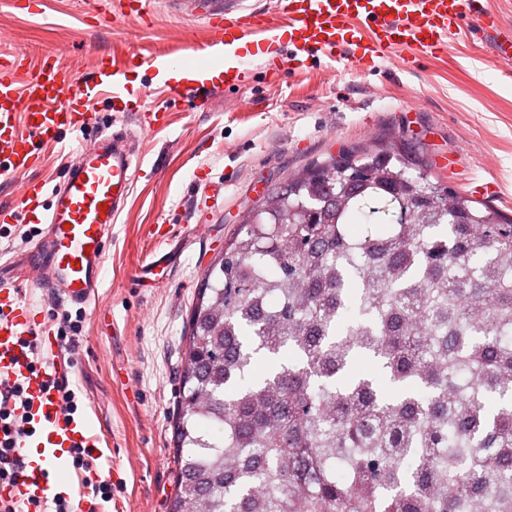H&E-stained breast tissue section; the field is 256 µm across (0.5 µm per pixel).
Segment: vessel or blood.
Returning a JSON list of instances; mask_svg holds the SVG:
<instances>
[{"instance_id":"1","label":"vessel or blood","mask_w":512,"mask_h":512,"mask_svg":"<svg viewBox=\"0 0 512 512\" xmlns=\"http://www.w3.org/2000/svg\"><path fill=\"white\" fill-rule=\"evenodd\" d=\"M497 32L500 24L482 0H279L276 11L251 7L248 0H225L204 17V39H183L174 52L152 53L143 62L162 81L165 93L202 101L222 87H235L244 75L247 50H262L287 39L295 55L344 49L350 60L389 57L405 62L441 52L449 33L462 26ZM131 89L118 60L95 63L86 76L67 67L43 65L22 76L20 68L0 71V177L15 178L40 165L41 147L73 133H93V148L78 151L63 183L41 208L39 183L22 185L15 204L0 208V221L42 224L43 242L21 257L34 270L31 282L53 291L61 302L88 307L98 303L102 270L112 226L132 194L138 166L127 132L98 125L89 101L98 94L121 107ZM49 329H35L17 287L0 282V379L24 378L32 433L24 438V468L1 498L44 500L51 494L49 474L66 448H95L86 419H67L49 376H62L64 362L51 374L30 375L37 350L58 352Z\"/></svg>"}]
</instances>
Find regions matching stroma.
<instances>
[{"label":"stroma","mask_w":512,"mask_h":512,"mask_svg":"<svg viewBox=\"0 0 512 512\" xmlns=\"http://www.w3.org/2000/svg\"><path fill=\"white\" fill-rule=\"evenodd\" d=\"M146 24L128 19L124 0H44L35 12L0 0V48H22L32 63L58 57L77 74L98 59L122 55L133 94L124 111L99 98L100 123L128 128L139 171L132 195L112 227L100 290L110 318L92 307L71 355L68 380L104 440L90 474L112 484L97 512H169L177 490L173 418L180 400L185 326L203 275L236 233L244 211L294 173L379 143L428 165L448 188L472 195L476 182L497 178L492 204L512 217V79L489 41L460 29L443 53L406 67L398 56L365 71L316 56L303 73L254 69L245 86L219 90L202 107L164 100L139 55L203 38L200 0H155ZM165 104L167 122L142 131V105ZM90 138L70 135L42 149L43 164L18 180H0V205L14 203L21 182L59 186ZM459 158L455 171L436 163ZM205 173L224 184L215 207L199 210L192 185ZM167 224L163 241L147 235Z\"/></svg>","instance_id":"1"}]
</instances>
